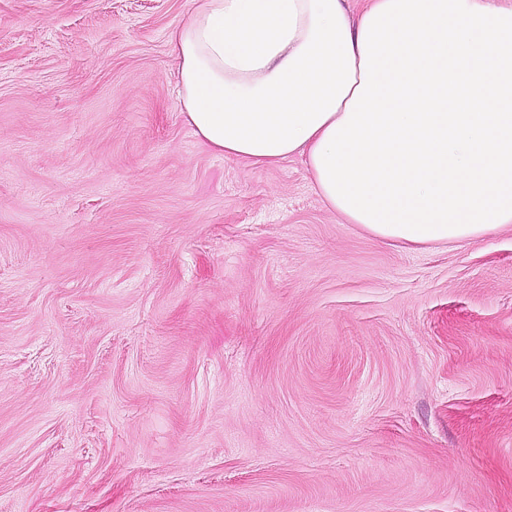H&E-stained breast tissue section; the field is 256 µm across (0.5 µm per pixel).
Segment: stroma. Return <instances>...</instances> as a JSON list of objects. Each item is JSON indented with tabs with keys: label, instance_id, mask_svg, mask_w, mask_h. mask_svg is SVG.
<instances>
[{
	"label": "stroma",
	"instance_id": "1",
	"mask_svg": "<svg viewBox=\"0 0 512 512\" xmlns=\"http://www.w3.org/2000/svg\"><path fill=\"white\" fill-rule=\"evenodd\" d=\"M194 0H0V512H512V228L407 248L213 152Z\"/></svg>",
	"mask_w": 512,
	"mask_h": 512
}]
</instances>
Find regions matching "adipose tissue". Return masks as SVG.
<instances>
[{
  "mask_svg": "<svg viewBox=\"0 0 512 512\" xmlns=\"http://www.w3.org/2000/svg\"><path fill=\"white\" fill-rule=\"evenodd\" d=\"M169 43L215 153L303 157L332 210L406 246L512 225V0H197Z\"/></svg>",
  "mask_w": 512,
  "mask_h": 512,
  "instance_id": "adipose-tissue-1",
  "label": "adipose tissue"
}]
</instances>
